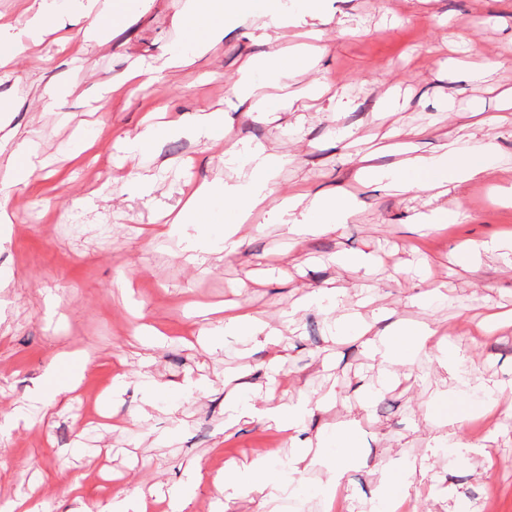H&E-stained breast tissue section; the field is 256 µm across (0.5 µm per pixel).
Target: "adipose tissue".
<instances>
[{"instance_id":"adipose-tissue-1","label":"adipose tissue","mask_w":512,"mask_h":512,"mask_svg":"<svg viewBox=\"0 0 512 512\" xmlns=\"http://www.w3.org/2000/svg\"><path fill=\"white\" fill-rule=\"evenodd\" d=\"M324 0H260L256 11H249L246 0H185L181 17L182 25L192 32L188 44L174 48L168 56L155 63L136 65L128 79L132 84H141L144 75H161L191 65L196 58L209 53L218 37L223 36L226 27L238 24L246 16H254L256 28L268 50L258 59H249L242 65L240 75L233 86L236 97L246 103L248 113L274 123L281 121L283 112L288 111L287 97H260L258 88L280 84L296 74L315 69L322 50L316 42L322 32L311 29L315 43L296 50L280 47L279 41L284 29L305 21L322 20ZM131 6L130 0H31L25 8L27 15L23 37L13 38V49L0 52V68L4 69L13 61L17 51L25 44L39 45L44 36L65 28L70 17H91L96 10H104L113 21H120ZM393 149L401 154L398 169L377 171L368 154L357 156V172L361 175H381L389 187L404 191L412 187L427 190L447 185L472 182L485 178L489 161L497 152V145L490 140L455 139L443 145L440 152L432 155H417L411 144L395 143ZM37 146L33 137L24 138L10 153L4 167L0 168V183L8 186L26 184L36 169ZM227 163L243 171L241 180L224 185L203 183L198 185L187 200L177 222L162 223L159 234L177 232L179 225L191 224L199 233L189 238L186 246L190 262L202 265L211 255L231 254L237 251L242 240L238 236L240 224L246 223L252 213L268 209L278 223L284 224L289 233L310 234L316 231H331L336 224L350 216L353 199L340 192L329 197L308 198L302 194L274 200L273 181L285 163L282 155L268 151L257 144L241 150L228 152ZM225 200L233 206V219L225 223L221 235L213 236L205 231L214 221V204ZM344 289L323 287L313 293V300L325 313H337V325L356 322L360 333L366 338L365 345L373 357L380 362L391 364L400 359H412L425 350L429 340L437 331L429 324L392 322L387 329L378 332L364 324L359 312H342ZM239 334L263 339L265 344L277 345L278 329L257 325L252 319L241 316H227L211 321L205 331L206 341L211 348H219L224 336ZM86 360L78 354L57 356L55 362L45 371L41 385L52 395H62L75 389L80 382V371L86 368ZM238 392V414L247 418H261L271 421L281 432L297 428L306 416L305 410H292L281 406L257 408L248 398L246 382L236 385ZM322 451L308 448L297 449L283 465L282 474L271 473L266 456H256L249 465L230 470L224 474V503L231 506L239 499L246 498L265 508L273 501H286L296 496L301 484L291 482V475H302L314 466L323 463Z\"/></svg>"}]
</instances>
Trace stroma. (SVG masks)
Returning <instances> with one entry per match:
<instances>
[{
    "instance_id": "1",
    "label": "stroma",
    "mask_w": 512,
    "mask_h": 512,
    "mask_svg": "<svg viewBox=\"0 0 512 512\" xmlns=\"http://www.w3.org/2000/svg\"><path fill=\"white\" fill-rule=\"evenodd\" d=\"M185 0H144L123 26L77 56L52 41L29 46L0 75V124L18 137L35 135L41 164L27 185L8 191L12 222L0 227V512L32 497L46 506L70 500L71 483L85 498L109 501L137 489L160 492L147 512H172L168 493L193 463L204 477L185 512H223L214 483L225 467L268 454L279 470L294 449L351 427L356 457L342 483V512H365L382 480L397 481L425 454L434 421L448 415L447 354L462 351L477 379L501 384L512 397V325L480 336L456 330L460 316L480 321L512 312V0H324L323 53L318 67L291 82L290 109L275 126L238 107L232 84L244 61L266 52L254 25L227 28L223 40L188 68L134 92L132 63L161 59L185 39L177 22ZM112 86L98 111L88 101L99 83ZM64 93L59 110L39 100ZM496 117L473 126V110ZM223 110L226 132L194 133L202 112ZM176 120V133L149 152L156 188L145 191L139 167L118 142L144 119ZM495 139L502 159L487 178L450 189L400 193L361 178L342 141L352 134L374 149V165L400 158L395 141L430 154L465 125ZM95 138V159L74 153L83 133ZM262 144L287 163L276 197L295 188L316 195L350 191L356 208L337 231L291 238L284 226L255 213L241 228L243 246L212 257L206 268L182 249L194 227L155 238L156 219L178 212L190 186L232 183L224 161L231 144ZM438 208L470 214L463 224H416ZM491 240L501 251L465 265L456 254ZM372 259L371 267L339 266L333 256ZM335 282L352 300L371 298L364 316L385 308L394 318L441 323L446 352L383 366L369 358L357 330H336L323 311L301 308L305 295ZM220 304L280 324L296 312L279 347L228 335L222 348L202 344L194 310ZM85 352L91 363L72 393L43 404L33 390L51 359ZM280 385L256 402L306 407L304 426L278 432L262 420L237 417L230 380L263 385L269 364ZM391 386L380 387L386 374ZM150 375L159 389L140 386ZM487 453L444 448L431 457L435 489L410 495L413 512H512V414L499 413L484 433Z\"/></svg>"
}]
</instances>
